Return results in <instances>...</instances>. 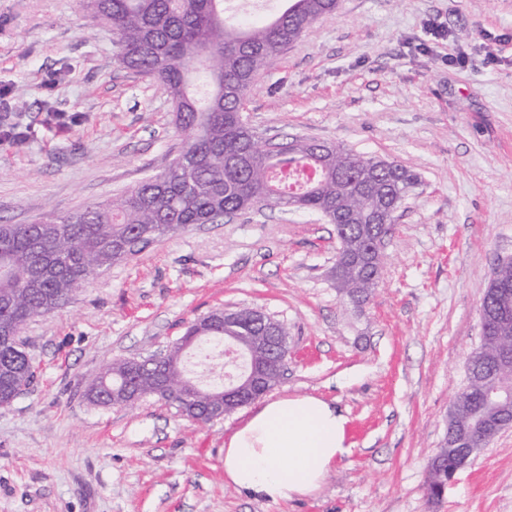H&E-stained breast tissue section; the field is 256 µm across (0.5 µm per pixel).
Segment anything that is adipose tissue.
<instances>
[{
    "label": "adipose tissue",
    "instance_id": "ef3b65f1",
    "mask_svg": "<svg viewBox=\"0 0 512 512\" xmlns=\"http://www.w3.org/2000/svg\"><path fill=\"white\" fill-rule=\"evenodd\" d=\"M346 417L310 395L265 402L224 445V476L235 488L272 502L317 492L344 455Z\"/></svg>",
    "mask_w": 512,
    "mask_h": 512
}]
</instances>
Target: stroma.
I'll return each instance as SVG.
<instances>
[{"label":"stroma","instance_id":"35a3bbf8","mask_svg":"<svg viewBox=\"0 0 512 512\" xmlns=\"http://www.w3.org/2000/svg\"><path fill=\"white\" fill-rule=\"evenodd\" d=\"M79 0H0V94L27 130L0 144V224L67 215L163 172L171 99L115 60ZM244 119L259 136L345 146L419 182L362 306L332 278L335 225L264 206L196 224L92 280L21 338L36 374L0 408V512H512V429L428 503L429 462L481 341L483 287L512 255V0H339L271 57ZM288 329L268 399L348 419V454L312 496L272 503L224 477V443L260 407L201 424L147 397H83L113 360L167 349L215 308Z\"/></svg>","mask_w":512,"mask_h":512}]
</instances>
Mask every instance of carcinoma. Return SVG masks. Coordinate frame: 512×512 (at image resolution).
Instances as JSON below:
<instances>
[{
    "mask_svg": "<svg viewBox=\"0 0 512 512\" xmlns=\"http://www.w3.org/2000/svg\"><path fill=\"white\" fill-rule=\"evenodd\" d=\"M273 19L240 29L224 16V0H86V6L112 31L120 66L156 80L172 98L182 152L190 172L168 167L134 188L94 203L50 224H0V407H7L34 378L35 366L17 336L29 321L62 308L60 300L90 280L134 257L124 250L129 236L151 232L156 241L194 224H213L226 214L267 205L329 214L340 247L333 277L338 291L358 305L369 300L381 274L360 256L382 229L364 215L375 205L365 193L376 180L394 178L396 191L409 193L417 174L389 162L393 172L376 170L378 158L340 144L321 143L315 153L305 139L272 156L252 144L255 132L241 112L247 92L266 61L296 42L337 0H289ZM505 289L512 304V257L498 260L484 291L483 334L467 360L468 385L448 416V437L476 430L483 440L472 448L443 444L432 457L425 489L428 499L462 457L476 456L498 436L499 411L484 408L481 388L498 382L512 389V370L500 371L494 354L501 341L497 294ZM127 360L110 363L88 385L86 400L121 407L114 398L132 381Z\"/></svg>",
    "mask_w": 512,
    "mask_h": 512,
    "instance_id": "carcinoma-1",
    "label": "carcinoma"
}]
</instances>
